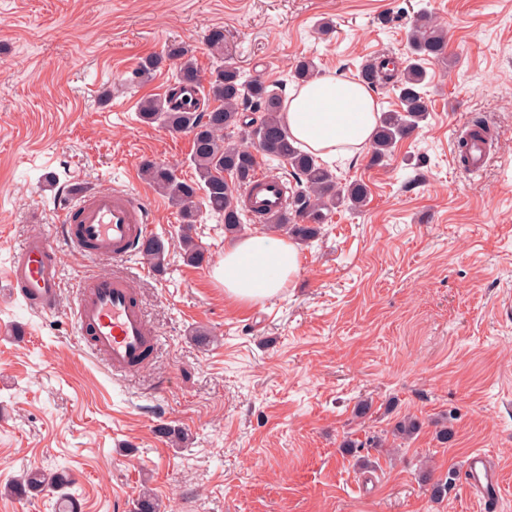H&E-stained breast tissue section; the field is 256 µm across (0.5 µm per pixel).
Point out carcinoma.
<instances>
[{"mask_svg": "<svg viewBox=\"0 0 512 512\" xmlns=\"http://www.w3.org/2000/svg\"><path fill=\"white\" fill-rule=\"evenodd\" d=\"M409 55L403 66L391 61H363L357 68V80L368 88L390 86L400 106L384 111L371 144L370 162L381 164L393 155L396 144L408 139L427 119V97L430 81L425 64L448 58V39L443 29L426 13L406 33ZM176 62L173 86L163 97H147L139 104V116L145 124L158 123L174 133L192 134V163L197 179L185 180L166 165L148 161L142 171L146 179L179 208L180 229L186 262L200 265L205 252L192 236L199 192L203 202L224 219V230L237 233L243 224L244 210L238 206L236 188L246 185L257 166V155L278 161L291 168L293 182L287 183V203L283 211L268 217L269 228L284 230L301 244L318 239L322 225L328 223L334 209L344 205L351 210L364 205L368 192L365 184L353 182L338 186L336 175L320 162L318 156L295 145L288 128L281 121L285 95L280 86L259 78L247 79L241 70L220 61L211 72L209 89H204L200 70L186 47L173 44L166 56L144 58L133 73L132 81L143 84L154 77L163 60ZM316 64L303 59L295 64L292 81L302 85L315 76ZM200 92L201 97L176 101V96ZM139 253L154 267L164 266L165 246L150 236ZM420 429L412 417L397 422L392 435L407 441ZM72 480L63 473H47L39 468L28 470L7 486L17 498L33 493L57 492L58 499L78 507L68 488Z\"/></svg>", "mask_w": 512, "mask_h": 512, "instance_id": "carcinoma-1", "label": "carcinoma"}]
</instances>
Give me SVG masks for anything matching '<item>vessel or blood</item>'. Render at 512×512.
Segmentation results:
<instances>
[{
  "mask_svg": "<svg viewBox=\"0 0 512 512\" xmlns=\"http://www.w3.org/2000/svg\"><path fill=\"white\" fill-rule=\"evenodd\" d=\"M488 161L485 144L473 137L464 171L480 172ZM241 200L246 213L259 219L283 210L287 203L283 182L262 172L251 178ZM150 220L151 207L140 194L75 185L66 192L58 235L77 252L118 262L137 254ZM6 280L10 297L22 298L29 310L41 315L57 313L63 278L58 255L45 237H28L13 251ZM70 320L83 347L115 375L144 365L147 352L158 343L132 281L123 271L86 278L76 291ZM466 473L471 487L483 494L498 483L487 455L479 450L469 455Z\"/></svg>",
  "mask_w": 512,
  "mask_h": 512,
  "instance_id": "vessel-or-blood-1",
  "label": "vessel or blood"
}]
</instances>
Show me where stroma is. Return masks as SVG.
<instances>
[{
  "label": "stroma",
  "instance_id": "1",
  "mask_svg": "<svg viewBox=\"0 0 512 512\" xmlns=\"http://www.w3.org/2000/svg\"><path fill=\"white\" fill-rule=\"evenodd\" d=\"M422 9L448 36L447 62L427 66L426 121L385 165L330 162L339 182L367 185L365 206L336 209L300 245L278 296L229 303L213 277L234 241L221 218L200 209L208 260L188 264L177 209L141 175L151 160L196 176L190 135L138 117L173 64L142 85L133 71L177 42L209 75L220 26L225 61L289 89L304 58L323 74L404 61ZM477 119L494 144L472 176L455 146ZM71 179L143 194L166 246L163 269L139 255L123 266L160 345L118 378L68 320L79 282L111 268L55 237ZM33 234L52 239L65 290L53 317L0 292V512H53V496L3 492L32 468L66 471L80 512H135L145 492L159 512H485L464 479L476 449L512 512V0H0V280ZM405 416L419 433L387 439ZM440 480L448 492L432 498Z\"/></svg>",
  "mask_w": 512,
  "mask_h": 512
}]
</instances>
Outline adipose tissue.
Wrapping results in <instances>:
<instances>
[{"label":"adipose tissue","mask_w":512,"mask_h":512,"mask_svg":"<svg viewBox=\"0 0 512 512\" xmlns=\"http://www.w3.org/2000/svg\"><path fill=\"white\" fill-rule=\"evenodd\" d=\"M282 118L301 149L326 159L356 158L373 140L378 112L358 81L321 75L289 93ZM298 271L297 246L261 233L226 249L213 276L229 300L251 306L276 297Z\"/></svg>","instance_id":"adipose-tissue-1"}]
</instances>
